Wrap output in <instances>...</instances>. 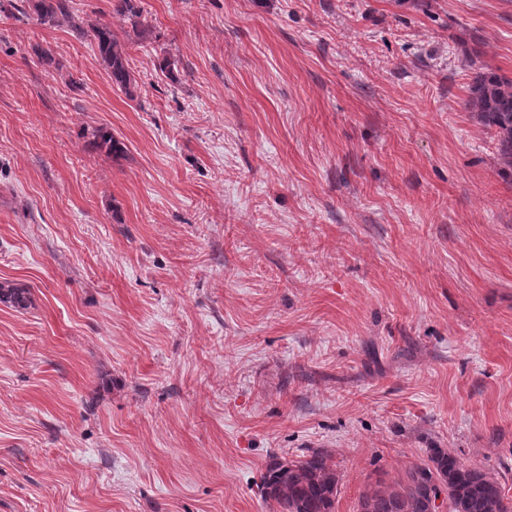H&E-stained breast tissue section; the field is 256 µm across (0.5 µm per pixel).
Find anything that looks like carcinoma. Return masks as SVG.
Listing matches in <instances>:
<instances>
[{
  "label": "carcinoma",
  "mask_w": 512,
  "mask_h": 512,
  "mask_svg": "<svg viewBox=\"0 0 512 512\" xmlns=\"http://www.w3.org/2000/svg\"><path fill=\"white\" fill-rule=\"evenodd\" d=\"M33 10L37 21L47 26L72 17L71 0H36ZM112 10L129 20L137 36L148 31L140 0H112ZM92 36L112 85L127 98L135 99L138 85L111 25H95ZM467 106L485 127L494 131L500 160L512 168V78L493 72L476 76ZM95 144L110 155L124 152L121 143L102 128L96 131ZM0 302L24 309L30 294L17 283H0ZM262 488L265 497L276 503L278 512H332L338 478L331 454L315 450L298 460L275 459L262 477ZM439 491L445 495L448 512H512L494 475L482 467L465 464L444 449H435L427 460L414 464L402 481L364 492L358 512H429L431 498Z\"/></svg>",
  "instance_id": "carcinoma-1"
}]
</instances>
